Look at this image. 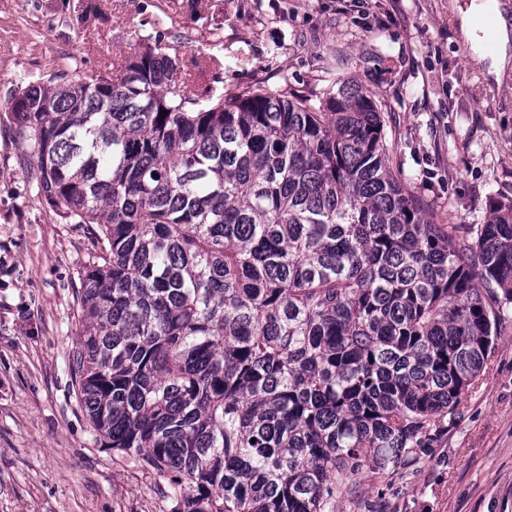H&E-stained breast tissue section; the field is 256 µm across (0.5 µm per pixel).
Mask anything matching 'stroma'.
I'll return each mask as SVG.
<instances>
[{"mask_svg":"<svg viewBox=\"0 0 512 512\" xmlns=\"http://www.w3.org/2000/svg\"><path fill=\"white\" fill-rule=\"evenodd\" d=\"M0 0V512H169L157 475L96 439L68 362L89 230L63 223L21 164L9 102L32 83L123 61L177 35L179 73L227 94L261 86L314 99L324 69L370 92L389 165L441 224H482L512 204V67L470 57L471 0ZM336 512H512V311L452 423L404 463H366Z\"/></svg>","mask_w":512,"mask_h":512,"instance_id":"1","label":"stroma"}]
</instances>
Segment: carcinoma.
Listing matches in <instances>:
<instances>
[{"instance_id": "obj_1", "label": "carcinoma", "mask_w": 512, "mask_h": 512, "mask_svg": "<svg viewBox=\"0 0 512 512\" xmlns=\"http://www.w3.org/2000/svg\"><path fill=\"white\" fill-rule=\"evenodd\" d=\"M174 36L29 85L22 164L94 224L69 368L96 436L170 512H336L453 419L512 308V205L439 224L367 89L193 97ZM167 111L163 115L160 110Z\"/></svg>"}]
</instances>
